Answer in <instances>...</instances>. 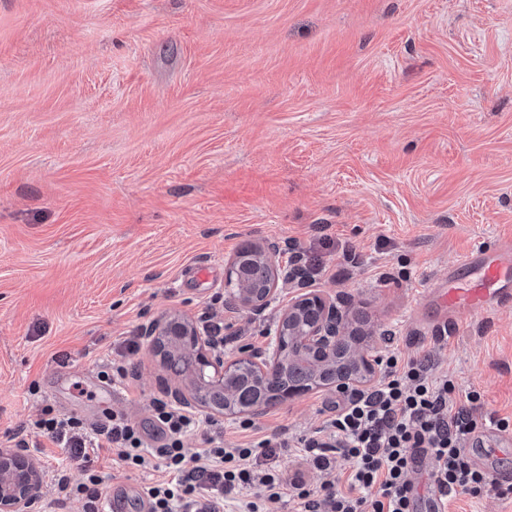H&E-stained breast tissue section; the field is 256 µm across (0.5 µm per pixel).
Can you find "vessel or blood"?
<instances>
[{
  "mask_svg": "<svg viewBox=\"0 0 512 512\" xmlns=\"http://www.w3.org/2000/svg\"><path fill=\"white\" fill-rule=\"evenodd\" d=\"M441 311L465 310L479 316L512 305V240L494 249L474 248L448 269V285L433 290Z\"/></svg>",
  "mask_w": 512,
  "mask_h": 512,
  "instance_id": "b4317fda",
  "label": "vessel or blood"
}]
</instances>
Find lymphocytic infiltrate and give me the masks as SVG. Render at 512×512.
Wrapping results in <instances>:
<instances>
[{
  "label": "lymphocytic infiltrate",
  "instance_id": "1",
  "mask_svg": "<svg viewBox=\"0 0 512 512\" xmlns=\"http://www.w3.org/2000/svg\"><path fill=\"white\" fill-rule=\"evenodd\" d=\"M453 383L435 377L426 360L392 351L382 360L373 387L344 394L327 420V438H304L298 457L321 476L309 484L302 471L272 466L273 439L237 448L224 445L223 425L166 401L151 405L155 443L122 411H105L97 422L45 406L32 427L64 451L68 466L55 470L63 498L77 499L82 512H107L105 481L91 453L111 449L129 472L144 473L141 487L147 512H265L267 503L289 500L295 512H415V454L433 462L431 487L448 497H481L490 488L512 494V483L498 486L478 467L464 443L477 428L470 414L449 402ZM203 430V446L187 454L184 439ZM347 463L348 487L336 490V468Z\"/></svg>",
  "mask_w": 512,
  "mask_h": 512
}]
</instances>
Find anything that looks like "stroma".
<instances>
[{
  "label": "stroma",
  "mask_w": 512,
  "mask_h": 512,
  "mask_svg": "<svg viewBox=\"0 0 512 512\" xmlns=\"http://www.w3.org/2000/svg\"><path fill=\"white\" fill-rule=\"evenodd\" d=\"M512 238V0H0V451L22 431L45 484L34 512H80L63 453L29 431L44 406L148 418L185 380L143 325L223 323L266 349L268 319L212 304L243 243L319 260L378 348L455 384L466 445L512 473V306L458 315L427 292L474 245ZM352 260H344V252ZM126 353V352H125ZM481 399L471 402L468 393ZM337 395L276 404L260 434L312 435Z\"/></svg>",
  "instance_id": "1"
}]
</instances>
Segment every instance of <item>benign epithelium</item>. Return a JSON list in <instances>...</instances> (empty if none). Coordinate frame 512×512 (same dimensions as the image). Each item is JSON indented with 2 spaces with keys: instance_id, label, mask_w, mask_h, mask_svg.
Returning a JSON list of instances; mask_svg holds the SVG:
<instances>
[{
  "instance_id": "benign-epithelium-1",
  "label": "benign epithelium",
  "mask_w": 512,
  "mask_h": 512,
  "mask_svg": "<svg viewBox=\"0 0 512 512\" xmlns=\"http://www.w3.org/2000/svg\"><path fill=\"white\" fill-rule=\"evenodd\" d=\"M278 244L271 241L253 247V263L258 269L254 287H241L244 279L241 259L228 260L224 266V288L235 308L261 317L272 303L288 288L302 293L291 299L276 316L273 326L267 327L270 346L259 352L242 350L233 359L224 358L223 344L205 335L198 325L187 318L172 315L151 323L144 332L151 350L161 354L162 336L178 337V350L166 366L175 374L190 379L208 391L221 392L241 374L250 372L264 377L283 364L296 351L306 353L318 364L330 362L342 348H347L352 367L329 383L316 378L304 379L280 393L279 400L287 401L311 391L328 388L344 393L361 389L380 375V355L373 344L345 345L349 336L350 305L338 306L317 292L305 290L306 276L300 265L283 267L276 261ZM262 407L230 399L224 418L250 417ZM42 478L34 459L23 448L0 452V512H32L40 499Z\"/></svg>"
}]
</instances>
